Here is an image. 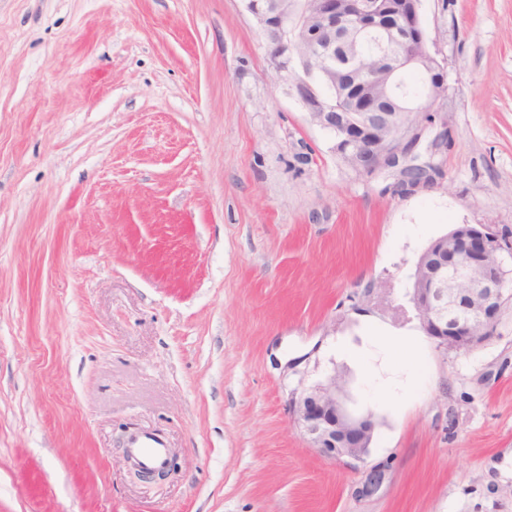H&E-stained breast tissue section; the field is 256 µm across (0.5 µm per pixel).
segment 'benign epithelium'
Listing matches in <instances>:
<instances>
[{"instance_id":"benign-epithelium-1","label":"benign epithelium","mask_w":512,"mask_h":512,"mask_svg":"<svg viewBox=\"0 0 512 512\" xmlns=\"http://www.w3.org/2000/svg\"><path fill=\"white\" fill-rule=\"evenodd\" d=\"M283 0H247L249 12L263 34L276 36L269 44L273 70L290 83L310 121L334 138V151L351 156L359 169L397 160L395 170L415 165L421 151L438 154L448 122L440 123L428 137L425 123L410 152L388 149L380 125L389 124L394 137H407L412 114L430 115L436 101L448 90L444 67L428 50L420 18V0H312L309 10L287 13ZM374 40L376 76L383 83L378 96L364 95L352 102L339 121L329 92L346 96L336 86V73L364 76L358 46ZM418 72L424 77L420 96L401 93V76ZM502 238L484 224H459L448 235L434 240L422 254L414 274L411 300L421 327L437 346L466 350L481 344L496 328L505 293ZM343 386L336 376L315 383L289 401V414L309 445L333 460L354 467L364 462L376 424L371 415L350 411L342 399ZM384 468L370 467L364 475L367 491L382 483Z\"/></svg>"}]
</instances>
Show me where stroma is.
<instances>
[{
	"label": "stroma",
	"instance_id": "1",
	"mask_svg": "<svg viewBox=\"0 0 512 512\" xmlns=\"http://www.w3.org/2000/svg\"><path fill=\"white\" fill-rule=\"evenodd\" d=\"M421 20L453 141L398 195L337 158L244 0H0V512H512V299L457 351L410 300L455 225L512 240V0ZM373 326L416 341L336 354ZM332 375L377 422L374 493L288 414ZM142 431L163 481L133 474ZM128 451L142 466L153 470L162 468L168 455V448H165L164 444L150 433L132 436Z\"/></svg>",
	"mask_w": 512,
	"mask_h": 512
}]
</instances>
